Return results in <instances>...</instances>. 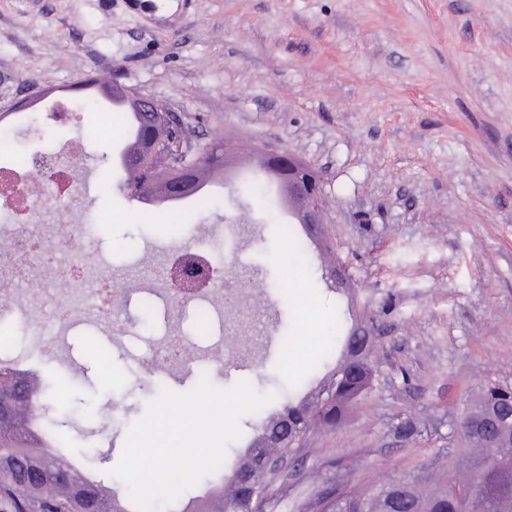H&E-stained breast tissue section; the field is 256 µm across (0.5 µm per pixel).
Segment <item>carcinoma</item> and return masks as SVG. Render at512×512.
Here are the masks:
<instances>
[{
    "label": "carcinoma",
    "mask_w": 512,
    "mask_h": 512,
    "mask_svg": "<svg viewBox=\"0 0 512 512\" xmlns=\"http://www.w3.org/2000/svg\"><path fill=\"white\" fill-rule=\"evenodd\" d=\"M204 164L224 166V142L208 146ZM299 263H307L304 241L289 228L281 230ZM339 350L332 368L309 395L288 402L274 415L256 411L264 418L262 433L245 455L225 460L211 472L221 484L202 495L181 493L166 506V512H262L274 491L277 475L266 457L273 452L269 441L279 434L288 455L301 449L317 423L341 424L354 406L372 388L374 366L372 343L364 327L356 326L345 336L333 337L324 348L327 360ZM20 385L29 401L44 398L47 387L13 369L0 365V375ZM28 418L14 406V420L0 425V445L36 459L38 469L26 476L10 471L0 462V505L8 512H139L132 497H120L112 486L92 480L63 455L53 453L44 437L58 436L56 422L45 421L44 434L32 436ZM448 457L464 464L459 473L450 468L437 477L435 462L422 465L402 478L362 488L343 478L336 486L309 504L312 512H512V383L494 379L485 382L460 418L448 446Z\"/></svg>",
    "instance_id": "1"
}]
</instances>
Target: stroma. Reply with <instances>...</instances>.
I'll return each instance as SVG.
<instances>
[{
  "label": "stroma",
  "mask_w": 512,
  "mask_h": 512,
  "mask_svg": "<svg viewBox=\"0 0 512 512\" xmlns=\"http://www.w3.org/2000/svg\"><path fill=\"white\" fill-rule=\"evenodd\" d=\"M151 15L125 0H0V128L15 150L54 148L52 117L88 74L165 104L190 142L235 141L300 156L329 198L330 242L351 277L337 290L309 244L307 265L282 261V224L304 235L277 185L251 190L236 175L211 205L183 201L198 224L160 234L171 208L120 189L123 126L73 111L82 138L85 229L66 251L74 266H104L121 281L111 323L81 308L51 346L8 311L26 367L53 383L64 455L112 481L128 431L163 391L249 383L279 410L291 384L320 363L289 365L283 350L310 332L330 342L336 313L374 317L376 382L342 424L311 430L266 512H307L337 478L365 486L436 460L482 383L512 381V0H155ZM30 117L10 126L17 101ZM142 243L127 252L129 240ZM213 251L242 282L243 310L206 334L197 312L165 294L166 254ZM313 301L312 319L297 305ZM178 328L192 343L237 345L229 362L151 367L156 340ZM234 371H226V364ZM414 424L417 436L396 428Z\"/></svg>",
  "instance_id": "1"
}]
</instances>
